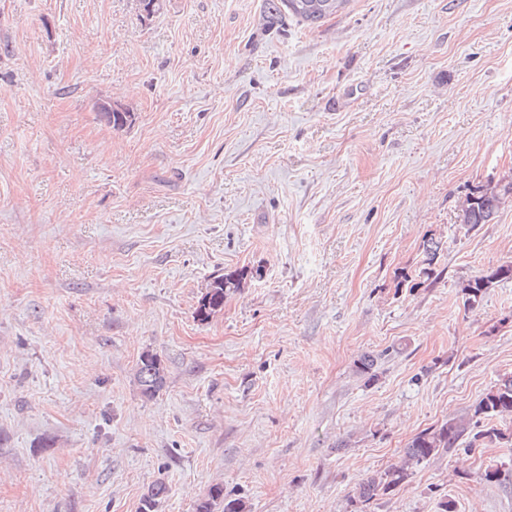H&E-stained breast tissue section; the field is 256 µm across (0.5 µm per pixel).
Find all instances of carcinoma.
Segmentation results:
<instances>
[{
  "instance_id": "obj_1",
  "label": "carcinoma",
  "mask_w": 512,
  "mask_h": 512,
  "mask_svg": "<svg viewBox=\"0 0 512 512\" xmlns=\"http://www.w3.org/2000/svg\"><path fill=\"white\" fill-rule=\"evenodd\" d=\"M349 0H264L266 22L273 25L285 22L293 17L303 25H314L336 15ZM100 120L119 129L132 122L130 112H100ZM512 194V183L501 187L483 186L476 196L466 200L458 219L462 224H488L491 216L498 213L504 196ZM512 277V263L500 265L485 275L468 280L461 287L463 304L469 309L477 308L490 286ZM240 278L226 275L215 279L211 287L200 298L196 314L207 321L224 306L227 291L239 286ZM135 379L140 392L146 399H153L165 387V369L158 356L150 351L144 352L137 362ZM512 417V375L503 376L480 399L468 418H450L448 421L426 428L415 434L403 449L400 461L388 469L377 472L364 479L354 490L353 498L368 503L381 493L397 486L409 475V470L436 457L458 452L459 440L468 432L471 439L464 449L470 453L485 440L502 439L504 433L497 428V422ZM166 484L154 482L143 496L139 512H156L159 502L166 496ZM221 506L222 512H246V503L240 498L224 494V488L216 486L210 489L207 498L197 504L196 512H215V506Z\"/></svg>"
}]
</instances>
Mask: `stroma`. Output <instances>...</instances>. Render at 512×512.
<instances>
[{"mask_svg":"<svg viewBox=\"0 0 512 512\" xmlns=\"http://www.w3.org/2000/svg\"><path fill=\"white\" fill-rule=\"evenodd\" d=\"M262 4L0 0V512H138L158 480V512L215 485L250 512H512L505 442L352 497L512 374V279L460 294L512 262V196L457 221L512 182V0L313 28ZM496 184L494 187L481 186L480 191L474 196L472 192L471 196L466 200V207L460 209L462 212L458 214L461 224H487L494 219L498 213L502 199L508 194H512V183L502 185L500 188ZM494 215L490 218L491 215ZM512 277V263L507 265H500L485 275L476 276L468 280L461 287V294L464 307L467 309H475L482 302L490 286L501 280H506ZM240 278L235 275H224L215 279L211 287L200 298L196 314L202 321L209 320L212 315L224 306V296L231 288H238ZM135 379L140 392L146 399H154L165 387V369L158 356L150 351L144 352L137 362Z\"/></svg>","mask_w":512,"mask_h":512,"instance_id":"obj_1","label":"stroma"}]
</instances>
